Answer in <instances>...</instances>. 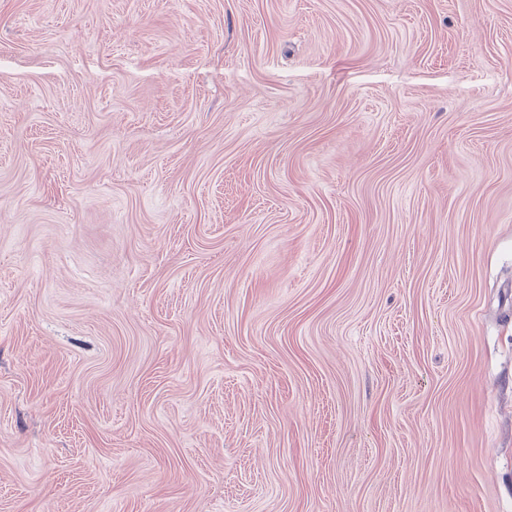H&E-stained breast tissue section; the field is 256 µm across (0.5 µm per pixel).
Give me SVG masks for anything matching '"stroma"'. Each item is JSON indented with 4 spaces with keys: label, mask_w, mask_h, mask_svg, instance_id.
<instances>
[{
    "label": "stroma",
    "mask_w": 512,
    "mask_h": 512,
    "mask_svg": "<svg viewBox=\"0 0 512 512\" xmlns=\"http://www.w3.org/2000/svg\"><path fill=\"white\" fill-rule=\"evenodd\" d=\"M0 512H512V0H0Z\"/></svg>",
    "instance_id": "obj_1"
}]
</instances>
